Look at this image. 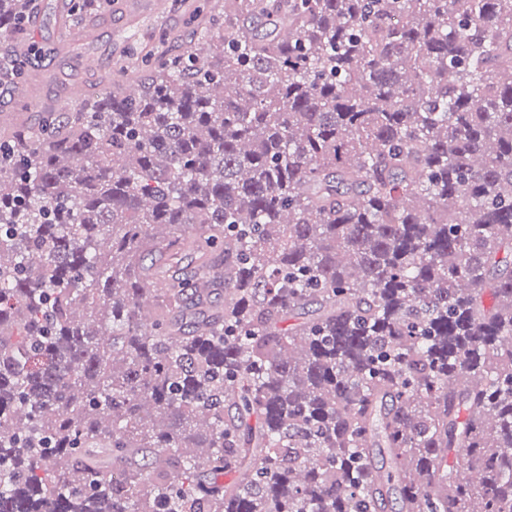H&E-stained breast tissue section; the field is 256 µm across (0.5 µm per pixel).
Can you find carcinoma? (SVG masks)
Instances as JSON below:
<instances>
[{"label":"carcinoma","instance_id":"1","mask_svg":"<svg viewBox=\"0 0 512 512\" xmlns=\"http://www.w3.org/2000/svg\"><path fill=\"white\" fill-rule=\"evenodd\" d=\"M220 7L0 139V512H512V0Z\"/></svg>","mask_w":512,"mask_h":512}]
</instances>
